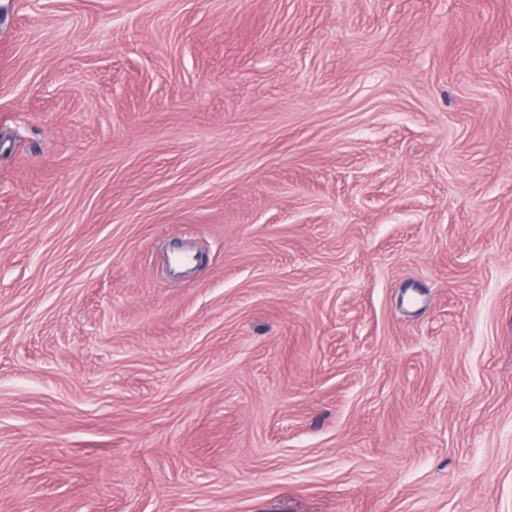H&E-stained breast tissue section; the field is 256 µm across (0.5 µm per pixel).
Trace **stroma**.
I'll return each instance as SVG.
<instances>
[{
    "instance_id": "obj_1",
    "label": "stroma",
    "mask_w": 512,
    "mask_h": 512,
    "mask_svg": "<svg viewBox=\"0 0 512 512\" xmlns=\"http://www.w3.org/2000/svg\"><path fill=\"white\" fill-rule=\"evenodd\" d=\"M512 512V0H0V512Z\"/></svg>"
}]
</instances>
